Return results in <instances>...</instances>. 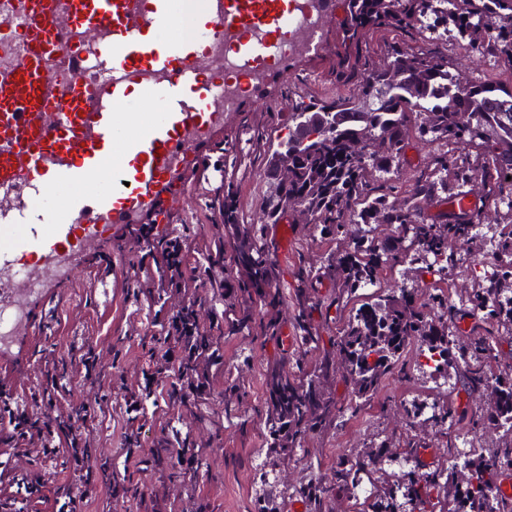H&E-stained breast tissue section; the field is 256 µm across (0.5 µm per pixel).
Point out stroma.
Segmentation results:
<instances>
[{
  "mask_svg": "<svg viewBox=\"0 0 512 512\" xmlns=\"http://www.w3.org/2000/svg\"><path fill=\"white\" fill-rule=\"evenodd\" d=\"M344 16L343 8L339 7L327 20L321 53L289 61L287 75L265 82L242 100L237 111L225 114L222 123L212 128L205 153L210 159H223L222 177L203 181L197 167H188L180 181L163 190L164 195L179 198L181 204L167 219L152 222L154 236H163L183 225L192 237L213 239L218 228L209 201L229 181L240 188L239 206L243 213L249 217L256 215L265 191L259 152L264 144L283 134L288 102L320 100L336 92L338 29ZM396 43L413 50L438 52L452 64L468 62L476 78L505 88L512 86V65L504 60H487L476 42L452 36L429 43L408 28L392 35L370 36L359 49L360 65L366 69L380 66ZM267 238L283 271L285 286L296 288L297 253L304 245L302 226L270 225ZM84 249L111 257V277L99 280L97 266L83 263L69 279H47L42 293L32 301L33 311L41 312L43 320L18 336L13 351L0 357V382L9 387L13 409L38 414L49 424L63 413L78 424L86 411L96 410L97 417L83 436L91 447L97 448L100 458L110 460L118 457L124 447L128 389L104 374L95 383L72 385L70 394L63 397L35 398L31 391L45 361L60 356L75 360L87 348L95 349L105 360L116 342L123 347L128 375L139 373L149 360L144 346L157 335L158 327L145 302L128 296L127 290L136 281L154 277L159 259L146 247L136 224L113 225L104 238L86 243ZM132 257L138 259V267L129 266ZM276 347L275 341L262 336L244 348L235 344L224 346V369L233 373L246 390L250 422L243 428L225 426L207 465L187 471L184 484H169L157 472L142 466L135 475L140 498H116L111 484L85 482L56 460L41 466L43 484L40 492L34 494L21 478L23 460L0 444V474L10 479L9 498L18 512H57L68 496L74 501L75 512H98L100 502L107 498L112 501V512H146V501L162 496L182 499L186 512H193L200 502L205 503L209 512H255L258 470L271 468L273 463L262 446L263 397L258 365ZM390 426V419L376 406L367 423L355 425L337 437L309 435L301 454L303 463L294 467V476L308 475L313 464L330 466L341 452L369 444Z\"/></svg>",
  "mask_w": 512,
  "mask_h": 512,
  "instance_id": "35a3bbf8",
  "label": "stroma"
}]
</instances>
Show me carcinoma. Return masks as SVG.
<instances>
[{"label":"carcinoma","mask_w":512,"mask_h":512,"mask_svg":"<svg viewBox=\"0 0 512 512\" xmlns=\"http://www.w3.org/2000/svg\"><path fill=\"white\" fill-rule=\"evenodd\" d=\"M341 66L353 67L363 39L381 29L415 27L440 37L453 24L461 38L479 35L484 54L512 60V0H345ZM416 129L427 149L425 169L404 190L393 181ZM512 163V88L475 82L470 69L434 52L396 48L378 70L357 75L346 94L288 105V133L269 144L263 159L265 195L250 221L237 205L238 188L224 189L215 211L221 234L209 242L173 236L146 238L161 258V274L132 289L155 308L161 330L148 352L163 363L146 371L125 404L126 453L136 463L163 471L177 453L201 466L212 438L163 430L154 448L139 457L138 428L148 404L167 401L172 415L193 416L201 428L224 429L241 412L239 389L224 378L222 343L254 335L256 307L270 318L259 335L283 340L278 314L292 310L297 354L280 352L260 367L265 436L263 447L288 469L305 448L309 434L334 436L363 417L367 405L391 381H411L413 348L438 349L445 368L455 374V390L434 397L429 419L414 421L410 405L392 404L389 412L404 431L383 434L367 449L339 457L319 479H298L269 491L256 512H282L275 500L286 494L306 512H334L336 497L349 495L358 473L371 480L373 495L351 512H512V497L501 490V475L512 470V429L499 420L512 415V365L494 370L492 361L512 342V179L501 163ZM482 206L465 210L460 199L471 193ZM440 212L426 217L432 205ZM303 224L311 242L328 249L298 258L297 288H281L282 272L270 256L265 230L285 220ZM208 281L192 287L190 265ZM490 275L476 279L472 266ZM405 265L418 274L438 276L426 288L398 285L394 271ZM326 280L340 283L338 294L322 295ZM378 288L376 300L356 302V293ZM224 306V321L209 309ZM73 377V363L60 358L45 371L38 394L53 396ZM342 382L348 397L332 385ZM58 430L79 443V427L64 422ZM492 441L490 455L471 454L455 475L446 467L420 463L405 470L379 465L422 448L453 454L460 435ZM42 443L41 455L56 458L42 420L31 416L26 432L5 438L6 445ZM498 493L496 505L481 510L478 498Z\"/></svg>","instance_id":"obj_1"}]
</instances>
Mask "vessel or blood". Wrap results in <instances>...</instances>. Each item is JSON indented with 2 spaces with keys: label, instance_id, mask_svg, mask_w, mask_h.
Masks as SVG:
<instances>
[{
  "label": "vessel or blood",
  "instance_id": "obj_1",
  "mask_svg": "<svg viewBox=\"0 0 512 512\" xmlns=\"http://www.w3.org/2000/svg\"><path fill=\"white\" fill-rule=\"evenodd\" d=\"M289 0H202L207 34H223L234 52L253 66L279 72L281 63L262 53L252 37L281 44L288 39ZM15 26L33 45L10 74L0 77V184L31 183L34 177L69 188L72 220L48 236L29 239L40 256L58 251L91 224H126L139 208L170 211L176 199L163 188L180 170L179 158L193 156L198 167L210 161L198 153L214 120L217 77L198 66L199 52L181 38L182 18L168 0H21ZM95 34L102 84L61 89L43 67L44 57L66 55L83 67L82 51L69 50L67 30ZM146 91L166 113L163 123L129 140V166L112 158L115 113L130 109L132 87ZM112 182L108 196H87L89 180Z\"/></svg>",
  "mask_w": 512,
  "mask_h": 512
}]
</instances>
